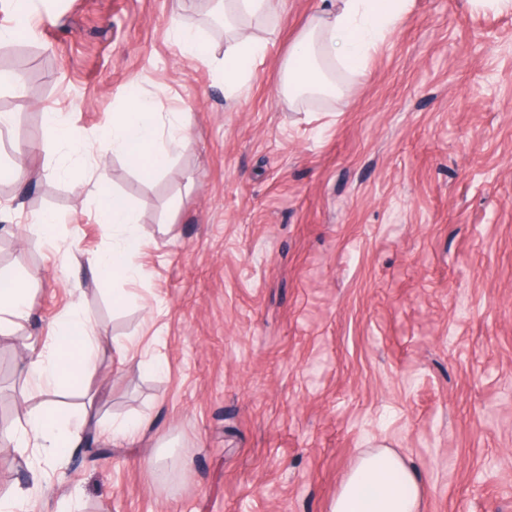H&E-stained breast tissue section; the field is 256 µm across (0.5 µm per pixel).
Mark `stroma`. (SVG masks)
I'll use <instances>...</instances> for the list:
<instances>
[{"label": "stroma", "instance_id": "1", "mask_svg": "<svg viewBox=\"0 0 512 512\" xmlns=\"http://www.w3.org/2000/svg\"><path fill=\"white\" fill-rule=\"evenodd\" d=\"M318 6L284 0L256 28L268 50L233 102L171 39L178 14L223 57L206 0H32L0 44L23 73L0 87V161L36 173L0 179V275L32 287L0 339V496L24 512H330L371 448L416 470L422 512H512V10L414 0L344 97L291 103L282 63ZM133 95L186 119L192 147L150 177L108 156L96 183ZM48 112L84 152L43 149ZM103 191L139 219L136 278L84 269L112 247ZM76 304L133 356L104 345L60 389L102 428L50 462L16 448L49 397L23 345ZM128 420L139 440H113Z\"/></svg>", "mask_w": 512, "mask_h": 512}]
</instances>
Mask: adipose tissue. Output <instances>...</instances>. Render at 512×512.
Listing matches in <instances>:
<instances>
[{"mask_svg":"<svg viewBox=\"0 0 512 512\" xmlns=\"http://www.w3.org/2000/svg\"><path fill=\"white\" fill-rule=\"evenodd\" d=\"M412 7L413 0H331L288 49L285 89L289 96L338 93L326 66L364 74L378 46L397 30ZM231 29L233 40L223 58L214 63L229 100L240 95L252 63L263 58L267 50L263 40L239 24H232ZM160 117L153 101L130 98L124 111L113 113L112 132L101 140L100 155H120L148 175L167 169L176 152L190 147L191 138L185 121L166 127ZM98 216L101 223L111 226L113 243L110 251L87 257L88 270L104 278L136 277L140 233L129 206L123 198L104 193L98 200ZM28 293L25 284L15 279L0 288L1 337H9L12 319L30 317ZM103 343L91 318L80 307H72L64 331L55 335L49 351L29 350L28 373L40 387L83 383L96 372ZM97 424L92 407L65 414L54 400L29 418L19 444L40 448L45 457L52 458ZM421 505V484L403 457L390 448H372L357 457L336 492L330 512H421Z\"/></svg>","mask_w":512,"mask_h":512,"instance_id":"ef3b65f1","label":"adipose tissue"}]
</instances>
